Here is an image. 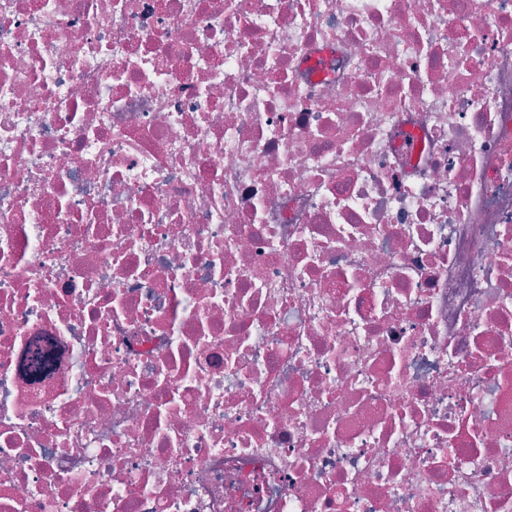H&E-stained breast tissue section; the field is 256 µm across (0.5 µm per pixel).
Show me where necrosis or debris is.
<instances>
[{
  "label": "necrosis or debris",
  "instance_id": "necrosis-or-debris-1",
  "mask_svg": "<svg viewBox=\"0 0 512 512\" xmlns=\"http://www.w3.org/2000/svg\"><path fill=\"white\" fill-rule=\"evenodd\" d=\"M0 512H512V0H0Z\"/></svg>",
  "mask_w": 512,
  "mask_h": 512
}]
</instances>
